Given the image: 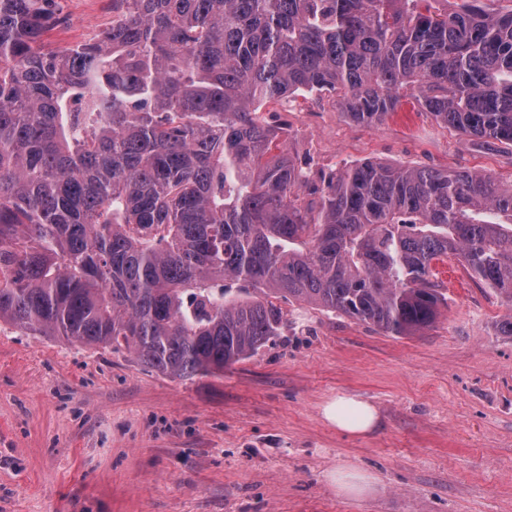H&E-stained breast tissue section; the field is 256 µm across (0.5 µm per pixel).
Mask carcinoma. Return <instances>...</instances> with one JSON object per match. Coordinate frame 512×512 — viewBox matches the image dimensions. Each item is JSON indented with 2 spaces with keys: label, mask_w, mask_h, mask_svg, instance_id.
Returning <instances> with one entry per match:
<instances>
[{
  "label": "carcinoma",
  "mask_w": 512,
  "mask_h": 512,
  "mask_svg": "<svg viewBox=\"0 0 512 512\" xmlns=\"http://www.w3.org/2000/svg\"><path fill=\"white\" fill-rule=\"evenodd\" d=\"M59 13L0 0V322L191 379L278 336L281 298L428 327L450 255L512 307V186L375 161L316 175L257 116L329 93L371 126L410 102L512 148V8L112 0L111 27L56 50Z\"/></svg>",
  "instance_id": "1"
}]
</instances>
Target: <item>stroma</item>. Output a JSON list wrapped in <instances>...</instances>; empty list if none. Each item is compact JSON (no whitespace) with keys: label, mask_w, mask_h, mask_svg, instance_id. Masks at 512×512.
Returning <instances> with one entry per match:
<instances>
[{"label":"stroma","mask_w":512,"mask_h":512,"mask_svg":"<svg viewBox=\"0 0 512 512\" xmlns=\"http://www.w3.org/2000/svg\"><path fill=\"white\" fill-rule=\"evenodd\" d=\"M69 29L112 23V0H60ZM296 161L324 172L365 160L469 168L512 184V150L403 106L352 122L333 99L263 106ZM431 326L393 336L281 300L287 325L223 374L184 380L132 350L0 323V512H512V309L456 259ZM379 413L366 435L323 416L339 396ZM344 466L361 493L330 479Z\"/></svg>","instance_id":"stroma-1"}]
</instances>
